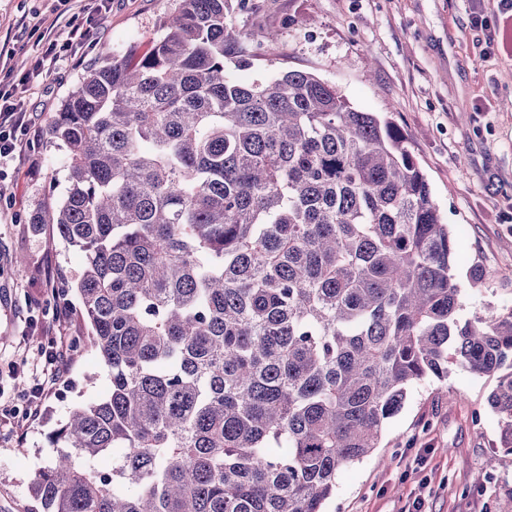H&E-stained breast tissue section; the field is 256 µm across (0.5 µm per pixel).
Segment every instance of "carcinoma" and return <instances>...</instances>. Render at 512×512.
I'll list each match as a JSON object with an SVG mask.
<instances>
[{
    "mask_svg": "<svg viewBox=\"0 0 512 512\" xmlns=\"http://www.w3.org/2000/svg\"><path fill=\"white\" fill-rule=\"evenodd\" d=\"M230 4L179 0L48 125L70 187L32 223L84 253L110 389L47 434L41 512H324L450 363L497 376L512 456V307L459 318L454 239L390 119L310 72H227Z\"/></svg>",
    "mask_w": 512,
    "mask_h": 512,
    "instance_id": "carcinoma-1",
    "label": "carcinoma"
}]
</instances>
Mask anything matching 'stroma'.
<instances>
[{"instance_id": "obj_1", "label": "stroma", "mask_w": 512, "mask_h": 512, "mask_svg": "<svg viewBox=\"0 0 512 512\" xmlns=\"http://www.w3.org/2000/svg\"><path fill=\"white\" fill-rule=\"evenodd\" d=\"M178 0H112L82 48L80 64L32 76L38 36L55 18L52 0H0V51L13 89L32 112L29 134L0 167V512H34L36 472L53 455L45 435L71 407L104 396L110 381L90 346V326L70 283L81 250L32 216L66 193L67 150L46 129L86 65L103 52L146 47ZM226 24L252 54V66H228L250 81L286 71L317 75L351 106L390 117L407 138L454 237L453 273L463 292L461 317L512 306V21L499 0H248ZM279 35L268 47V32ZM27 265L18 268L17 256ZM482 264L487 285L471 287ZM63 341L69 365L41 407L24 420L37 349ZM496 377L452 365L442 380L413 386L378 448L342 469L324 512H512V456L487 480L486 459L499 445L487 399Z\"/></svg>"}]
</instances>
